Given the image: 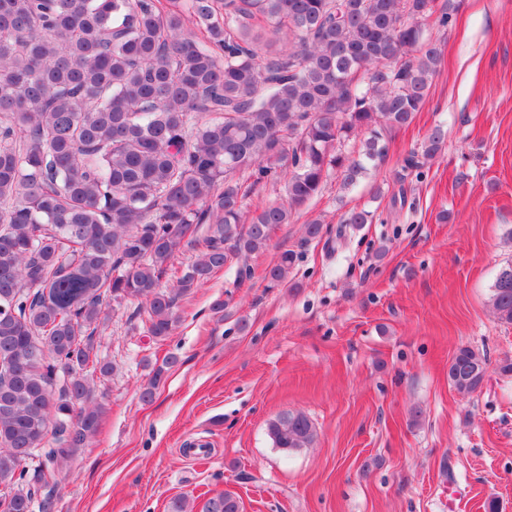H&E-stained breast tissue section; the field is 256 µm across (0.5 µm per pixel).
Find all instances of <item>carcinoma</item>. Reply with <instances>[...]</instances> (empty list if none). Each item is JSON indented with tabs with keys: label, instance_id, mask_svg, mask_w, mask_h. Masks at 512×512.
Listing matches in <instances>:
<instances>
[{
	"label": "carcinoma",
	"instance_id": "1",
	"mask_svg": "<svg viewBox=\"0 0 512 512\" xmlns=\"http://www.w3.org/2000/svg\"><path fill=\"white\" fill-rule=\"evenodd\" d=\"M437 0H0V512H54L57 467L89 445L112 374L98 354L111 305L140 302L167 339L176 300L267 249L274 230L389 150L421 111L442 57L424 37ZM361 135L359 159L345 142ZM433 129L421 146H443ZM284 181L285 197L245 200ZM195 251L179 267V254ZM296 261L264 274L280 288ZM490 306L512 324V263ZM174 355L152 369L149 403ZM487 353L461 345L448 384L480 390ZM273 447L314 444L302 411ZM241 512L218 492L201 508Z\"/></svg>",
	"mask_w": 512,
	"mask_h": 512
}]
</instances>
